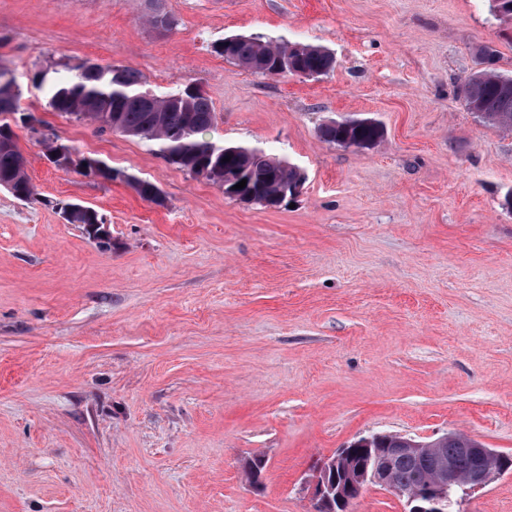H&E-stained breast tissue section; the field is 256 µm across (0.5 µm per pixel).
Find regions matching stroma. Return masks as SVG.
Segmentation results:
<instances>
[{
  "label": "stroma",
  "instance_id": "stroma-1",
  "mask_svg": "<svg viewBox=\"0 0 512 512\" xmlns=\"http://www.w3.org/2000/svg\"><path fill=\"white\" fill-rule=\"evenodd\" d=\"M0 0V65L39 132L14 125L35 197L0 189V512H311L304 477L359 437L465 434L512 456V129L463 106L477 51L512 74L491 0ZM233 35L330 50L336 67L264 76ZM136 70L202 89L211 139L285 159L266 208L145 141L54 112L38 70ZM371 119L380 144L323 141ZM155 184L50 164V141ZM96 209L99 248L57 206ZM261 488L245 479L254 455ZM463 512H512V471ZM108 170L112 172L115 171L117 174H120V179L124 180L123 182L130 185L137 192V194L144 200L151 201L154 203L161 202V198H158V196L160 195V190L153 183L147 180L140 179L134 175L124 174L122 172L112 169L109 166Z\"/></svg>",
  "mask_w": 512,
  "mask_h": 512
}]
</instances>
